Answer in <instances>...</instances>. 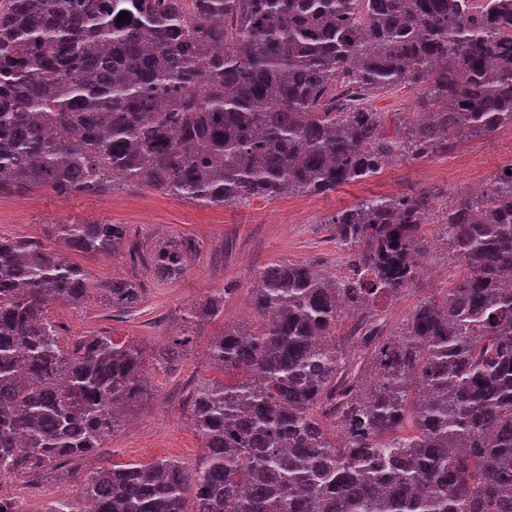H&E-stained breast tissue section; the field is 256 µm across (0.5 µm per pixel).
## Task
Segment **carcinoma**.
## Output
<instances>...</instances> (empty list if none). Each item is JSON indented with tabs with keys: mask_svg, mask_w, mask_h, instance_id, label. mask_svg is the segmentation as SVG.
Wrapping results in <instances>:
<instances>
[{
	"mask_svg": "<svg viewBox=\"0 0 512 512\" xmlns=\"http://www.w3.org/2000/svg\"><path fill=\"white\" fill-rule=\"evenodd\" d=\"M402 83L427 119L389 138L367 102ZM509 124L512 0H0V195L318 196ZM432 204L372 197L328 218L344 276L308 261L255 274L260 327L207 346L223 378L193 392L191 474L157 459L79 475L147 396L149 360L172 367L189 340L149 359L105 333L64 346L48 308L83 306L89 271L0 236V480L68 464L87 512H512V166L448 209L440 237L464 269L448 295L384 337L378 305L416 280ZM55 228L91 256L127 238ZM193 251L154 246L155 278L183 276ZM100 296L131 312L142 288L114 279ZM223 309L213 290L190 322ZM347 318L367 388L334 342Z\"/></svg>",
	"mask_w": 512,
	"mask_h": 512,
	"instance_id": "cac0c4a2",
	"label": "carcinoma"
}]
</instances>
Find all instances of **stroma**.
Returning <instances> with one entry per match:
<instances>
[{"instance_id": "1", "label": "stroma", "mask_w": 512, "mask_h": 512, "mask_svg": "<svg viewBox=\"0 0 512 512\" xmlns=\"http://www.w3.org/2000/svg\"><path fill=\"white\" fill-rule=\"evenodd\" d=\"M416 97L414 89L402 84L375 95L369 106L383 113L385 131L391 135L419 121ZM511 165L512 134L500 131L462 139L445 153L398 157L377 174L320 196L290 195L224 207H202L148 188L122 189L109 196H64L48 188L0 196L1 235L33 241L59 253L86 267L93 281L134 276L145 290L142 304L129 313L112 312L94 296L79 309L53 305L50 315L63 339L106 332L151 352L184 329L190 309L210 289L226 291L223 311L198 326L194 343L179 366L168 372L150 370V400L123 418L96 455L80 461L81 474L91 475L111 463H147L159 458L194 468L204 442L189 424L193 387L196 381L218 375L204 354L209 340L228 326L258 328L260 319L249 302L255 270L275 262L311 261L333 275L345 271L346 259L326 223L331 214L367 197L434 190L438 199L430 221L438 224L460 195L478 186L489 188L502 169ZM89 220L127 225L133 238L150 245L188 237L196 250L182 277L161 282L127 252L110 258L89 256L49 230L53 224ZM429 254L436 273L417 278L382 308L385 335L396 333L419 302L442 300L459 277L461 270L450 263L445 241L433 240ZM0 485L14 491L27 512H45L53 500L79 497L76 480L53 473L13 476L0 480Z\"/></svg>"}]
</instances>
